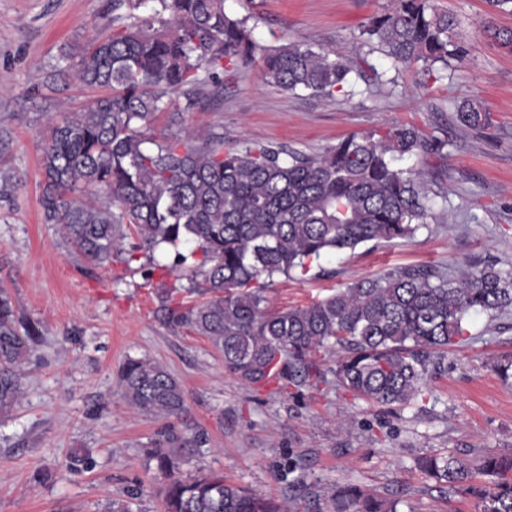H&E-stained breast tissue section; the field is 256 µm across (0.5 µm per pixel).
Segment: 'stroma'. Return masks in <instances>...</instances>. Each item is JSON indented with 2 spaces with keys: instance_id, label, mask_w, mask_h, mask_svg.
Wrapping results in <instances>:
<instances>
[{
  "instance_id": "stroma-1",
  "label": "stroma",
  "mask_w": 512,
  "mask_h": 512,
  "mask_svg": "<svg viewBox=\"0 0 512 512\" xmlns=\"http://www.w3.org/2000/svg\"><path fill=\"white\" fill-rule=\"evenodd\" d=\"M393 0H226L232 16L249 18L265 47L299 39L339 52L370 69L352 92L323 100L267 85L254 60L225 80L221 98L190 112L162 113L155 133L222 130L225 145L284 146L316 155L350 133H382L397 122L448 141V170L427 167L443 184L448 218L414 238L370 241L330 255L307 275L275 277L268 306L283 310L324 299L338 289L407 265L453 277L460 264L512 267V46L482 23L512 30V14H489L485 0H439L474 43L451 78L427 80L420 66L396 86L384 54L362 44L359 25ZM112 0H0V287L21 319L39 323L37 356L24 368L25 393L0 417V512H100L137 488L142 512H163L161 479L146 449L161 419L133 412L122 400L118 371L129 357L159 362L186 393L181 425L205 430L209 443L184 473L203 467L239 486L282 500L290 496L288 465L308 480L353 483L400 492L413 512H476L475 498L435 488L418 457L452 453L478 466L490 452H512V381L494 366L512 357V314L477 317L473 338L454 347L431 382L426 402L371 405L334 385L289 397L241 385L208 339L170 325L160 311L159 280L121 263L89 269L44 223L41 147L54 119L87 106L96 90L61 76L72 47L105 34ZM55 82H47L50 72ZM490 110L494 126L459 124L457 103ZM85 459L69 471L72 458ZM52 481L35 483V472Z\"/></svg>"
}]
</instances>
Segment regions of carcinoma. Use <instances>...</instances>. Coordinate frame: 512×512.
Masks as SVG:
<instances>
[{"mask_svg": "<svg viewBox=\"0 0 512 512\" xmlns=\"http://www.w3.org/2000/svg\"><path fill=\"white\" fill-rule=\"evenodd\" d=\"M112 11L105 19L112 35L66 55L72 79L107 93L52 124L41 149L43 220L60 225L63 241L94 267H129L143 255L138 271L146 280L159 270L187 280L206 299L175 305L164 283L165 319L206 337L241 384L292 395L333 382L373 405L406 406L428 393L448 348L472 338L474 318L512 312V270L493 265L462 266L454 278L401 267L304 307L270 310L275 276L305 274L368 241L410 239L436 219L440 194H430L420 165L445 158L448 141L409 123L378 136L351 134L318 155L264 145L226 151L222 132L158 139L151 134L158 114L219 98L224 78L259 52L266 83L325 100L351 85L353 68L336 51L298 40L262 48L248 19L229 15L224 0H113ZM455 26L435 0H396L361 37L394 71L420 62L438 80L469 54ZM456 119L493 127L490 111L469 100L456 105ZM406 160L413 165L398 166ZM163 244L173 251L168 264L154 259ZM39 339L0 288V416L20 404L23 365ZM118 385L140 413L177 420L185 410L184 388L156 361L128 358ZM207 444L205 431L172 423L150 441L148 460L165 478L163 512H295L294 499L276 502L222 474L182 475ZM417 466L441 487L474 493L477 512H512V453L483 457L480 486L452 454L422 456ZM291 486L306 512H401L404 504L355 484L309 483L303 473ZM139 496L113 498L103 512H140Z\"/></svg>", "mask_w": 512, "mask_h": 512, "instance_id": "carcinoma-1", "label": "carcinoma"}]
</instances>
